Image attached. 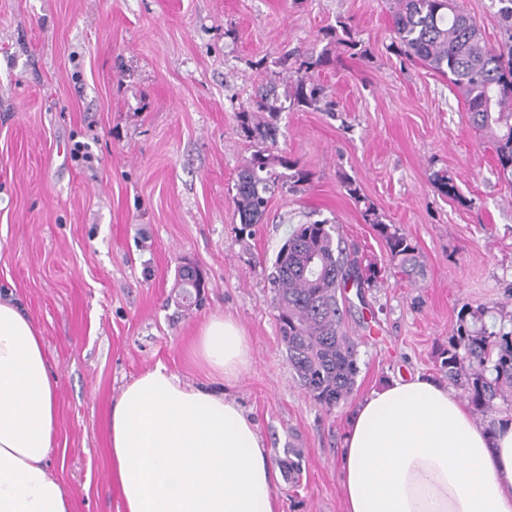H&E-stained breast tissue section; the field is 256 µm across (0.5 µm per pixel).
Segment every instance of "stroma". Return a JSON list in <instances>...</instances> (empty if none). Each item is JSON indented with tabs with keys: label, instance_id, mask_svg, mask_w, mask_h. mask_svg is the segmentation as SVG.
Returning a JSON list of instances; mask_svg holds the SVG:
<instances>
[{
	"label": "stroma",
	"instance_id": "1",
	"mask_svg": "<svg viewBox=\"0 0 512 512\" xmlns=\"http://www.w3.org/2000/svg\"><path fill=\"white\" fill-rule=\"evenodd\" d=\"M489 47L505 39L498 0H457ZM395 0H0V289L40 330L58 380L50 462L77 512H120L105 417L125 383L164 365L192 384L199 327L229 315L252 346L230 392L251 412L284 473L283 512H344L339 448L371 390L422 374L462 306L512 317V181L498 175L463 94L392 45ZM346 26L362 54L332 33ZM331 48L317 78L332 112L284 109L278 146L309 173L270 199L240 238L233 197L254 146L236 114L284 87L295 57ZM90 161L75 159V144ZM447 172L448 197L432 183ZM354 179L359 199L343 186ZM373 205L425 266L395 273L362 213ZM328 219L378 278L345 294L359 373L322 409L288 365L268 283L293 229ZM206 280L178 296V268ZM299 469L287 472L290 459Z\"/></svg>",
	"mask_w": 512,
	"mask_h": 512
}]
</instances>
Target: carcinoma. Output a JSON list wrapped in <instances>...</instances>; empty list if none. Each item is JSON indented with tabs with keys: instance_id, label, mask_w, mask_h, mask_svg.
Segmentation results:
<instances>
[{
	"instance_id": "obj_1",
	"label": "carcinoma",
	"mask_w": 512,
	"mask_h": 512,
	"mask_svg": "<svg viewBox=\"0 0 512 512\" xmlns=\"http://www.w3.org/2000/svg\"><path fill=\"white\" fill-rule=\"evenodd\" d=\"M392 31L404 55L459 88L472 127L491 136L499 172L512 177V53L489 47L480 27L455 0H397ZM330 62L327 49L296 58V79L287 90L290 105L320 108L326 92L313 73ZM282 110L271 88L236 115L240 132L255 146L235 183L240 233L248 236L265 217L276 190L309 179L298 161L278 147ZM363 216L384 242L397 272L410 281L421 275V256L408 237L385 223L371 205ZM374 278L376 271H361L355 253L342 246L336 225L327 219L298 225L273 262L272 304L288 363L301 386L328 412L347 400L359 372L357 345L343 329L341 290L350 284L360 288ZM486 316L485 309L462 306L441 361L448 380L465 390L482 415L494 409L496 399L512 398V331L496 328Z\"/></svg>"
}]
</instances>
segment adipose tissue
Instances as JSON below:
<instances>
[{
  "label": "adipose tissue",
  "instance_id": "1",
  "mask_svg": "<svg viewBox=\"0 0 512 512\" xmlns=\"http://www.w3.org/2000/svg\"><path fill=\"white\" fill-rule=\"evenodd\" d=\"M194 355L211 385L158 365L105 419L122 512H282L275 465L239 401L214 389L252 361L243 328L210 317ZM57 382L40 330L0 292V512H76L49 469ZM345 512H512V423L478 426L453 389L418 375L351 411L339 460Z\"/></svg>",
  "mask_w": 512,
  "mask_h": 512
}]
</instances>
